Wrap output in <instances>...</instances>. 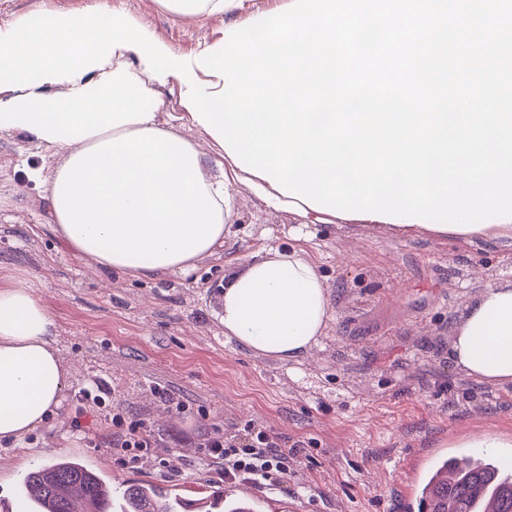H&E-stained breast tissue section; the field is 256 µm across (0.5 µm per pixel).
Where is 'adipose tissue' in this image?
I'll list each match as a JSON object with an SVG mask.
<instances>
[{
    "mask_svg": "<svg viewBox=\"0 0 512 512\" xmlns=\"http://www.w3.org/2000/svg\"><path fill=\"white\" fill-rule=\"evenodd\" d=\"M136 57L120 48L104 68L81 78L0 93V132H22L37 147L64 155L39 181L52 229L75 256L136 279L188 275L231 238L230 189L238 182L268 209L288 211L304 225L336 223V216L283 196L231 157L218 161V175L207 173L186 130L132 105L135 97L155 100L159 85ZM383 228L402 239L512 240V219L469 232L388 222ZM462 309L450 361L478 382L512 384V281L467 297ZM219 315L225 337L287 364L319 345L334 309L304 248L268 246L225 282ZM56 330L54 314L24 276L0 282V442L23 444L60 407L70 372Z\"/></svg>",
    "mask_w": 512,
    "mask_h": 512,
    "instance_id": "adipose-tissue-1",
    "label": "adipose tissue"
}]
</instances>
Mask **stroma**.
Segmentation results:
<instances>
[{"label":"stroma","instance_id":"35a3bbf8","mask_svg":"<svg viewBox=\"0 0 512 512\" xmlns=\"http://www.w3.org/2000/svg\"><path fill=\"white\" fill-rule=\"evenodd\" d=\"M94 0H0V26L83 11ZM288 0H247L244 12L184 13L170 0L112 6L187 58L224 42L244 15L283 11ZM61 161L19 132L0 133V269L17 270L53 310L57 345L72 370L62 403L25 449L0 445V495L16 494L30 469L75 457L111 485L177 488L188 498L233 483L180 438L253 424L298 445L278 489L247 486L262 512H405L416 484L405 473L429 465L468 433L512 435V386L469 379L448 359L463 296L512 280V241H401L371 227L320 225L306 244L331 293L334 319L312 356L283 364L240 348L218 312L224 276L262 245L294 244L300 220L267 211L245 185L232 190L234 237L186 276L145 281L101 271L68 253L49 225L33 171ZM115 389L113 406L143 420L157 447L134 468L115 463L108 413L85 416L79 439L63 422L76 385L92 377ZM167 390L160 399L154 388ZM182 456L179 473L160 460Z\"/></svg>","mask_w":512,"mask_h":512}]
</instances>
